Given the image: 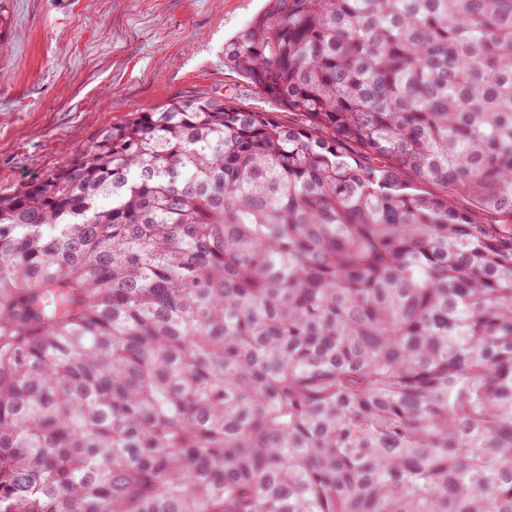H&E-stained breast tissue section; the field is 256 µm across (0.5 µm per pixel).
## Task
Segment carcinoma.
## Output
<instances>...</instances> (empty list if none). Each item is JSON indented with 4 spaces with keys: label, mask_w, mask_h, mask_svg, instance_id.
<instances>
[{
    "label": "carcinoma",
    "mask_w": 512,
    "mask_h": 512,
    "mask_svg": "<svg viewBox=\"0 0 512 512\" xmlns=\"http://www.w3.org/2000/svg\"><path fill=\"white\" fill-rule=\"evenodd\" d=\"M224 62L0 195V512H512V0Z\"/></svg>",
    "instance_id": "1"
}]
</instances>
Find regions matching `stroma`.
<instances>
[{"instance_id": "35a3bbf8", "label": "stroma", "mask_w": 512, "mask_h": 512, "mask_svg": "<svg viewBox=\"0 0 512 512\" xmlns=\"http://www.w3.org/2000/svg\"><path fill=\"white\" fill-rule=\"evenodd\" d=\"M265 0H6L0 193L64 166L129 113L206 89L277 111L224 63Z\"/></svg>"}]
</instances>
